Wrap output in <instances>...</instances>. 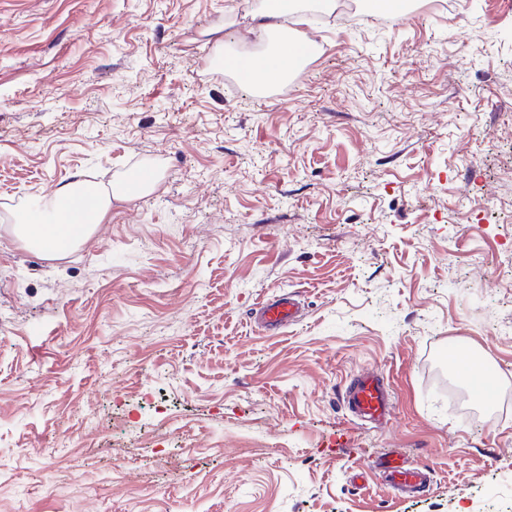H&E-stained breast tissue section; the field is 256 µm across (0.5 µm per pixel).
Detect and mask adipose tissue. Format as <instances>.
Here are the masks:
<instances>
[{
	"label": "adipose tissue",
	"mask_w": 512,
	"mask_h": 512,
	"mask_svg": "<svg viewBox=\"0 0 512 512\" xmlns=\"http://www.w3.org/2000/svg\"><path fill=\"white\" fill-rule=\"evenodd\" d=\"M332 6L333 0H265L264 5L251 14V31L258 38L265 39L280 33L288 17L311 10L327 11ZM300 65L296 46H284L260 59L251 87L255 90L265 89L273 80L287 78ZM85 190V184L80 181L74 182L70 189L57 190L52 196V202L62 214L61 221L45 224L34 219L33 215H24L17 224L18 237L28 248L38 250L46 257H60L100 223L113 200L129 195L128 190L116 185L111 191L97 194L96 202L91 208L82 211L71 209L70 200Z\"/></svg>",
	"instance_id": "1"
}]
</instances>
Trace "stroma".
Returning a JSON list of instances; mask_svg holds the SVG:
<instances>
[{
	"instance_id": "obj_1",
	"label": "stroma",
	"mask_w": 512,
	"mask_h": 512,
	"mask_svg": "<svg viewBox=\"0 0 512 512\" xmlns=\"http://www.w3.org/2000/svg\"><path fill=\"white\" fill-rule=\"evenodd\" d=\"M258 0H0V512H492L512 496V0L300 26L251 94ZM130 172L50 259L62 184ZM300 292L302 320L251 313ZM497 374L494 413L448 361ZM381 374L379 427L351 376ZM346 447H336L337 434ZM427 467L388 489V451ZM300 45H285L278 51L259 60L258 67L254 70V79L250 88L263 90L267 88L274 79H287L288 74L300 68L301 58L297 52ZM91 191L96 203L92 208L77 211L70 208L69 201L78 194ZM130 192L121 185L112 187V191L99 193L86 186L81 181L70 185V190L59 189L52 196V203L57 207L62 220L55 224H42L34 219L33 214L21 217L17 224V235L29 249L40 251L47 258H57L73 247L89 234L100 223L106 212L112 206V198L123 199ZM342 400L352 415L370 423L386 421L392 410L390 394L382 377L375 373L353 376L344 388ZM375 467L385 484L393 490L417 492L424 489L429 481L424 469L405 467L398 452L379 459Z\"/></svg>"
}]
</instances>
